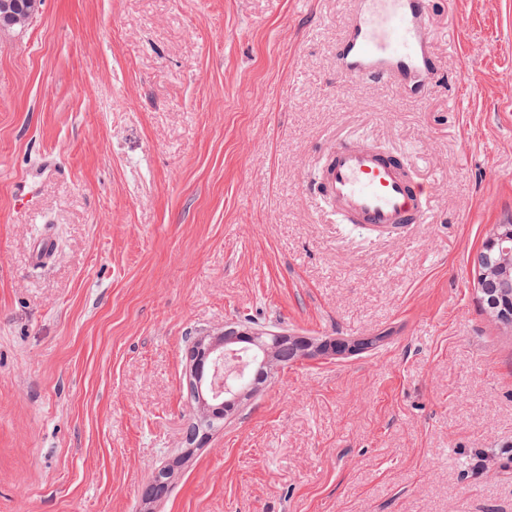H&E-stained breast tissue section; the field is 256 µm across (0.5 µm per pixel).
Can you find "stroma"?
Returning <instances> with one entry per match:
<instances>
[{"label": "stroma", "instance_id": "stroma-1", "mask_svg": "<svg viewBox=\"0 0 512 512\" xmlns=\"http://www.w3.org/2000/svg\"><path fill=\"white\" fill-rule=\"evenodd\" d=\"M431 2L419 94L342 75L354 0H43L0 31V512H512V330L473 273L512 224V0ZM347 137L410 155L428 223L307 192ZM239 322L386 342L187 447L188 341Z\"/></svg>", "mask_w": 512, "mask_h": 512}]
</instances>
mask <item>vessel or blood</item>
<instances>
[{
    "instance_id": "obj_1",
    "label": "vessel or blood",
    "mask_w": 512,
    "mask_h": 512,
    "mask_svg": "<svg viewBox=\"0 0 512 512\" xmlns=\"http://www.w3.org/2000/svg\"><path fill=\"white\" fill-rule=\"evenodd\" d=\"M429 6L430 0H359L338 48L346 73L424 91L436 68L425 37ZM310 189L342 223L379 235L428 216L427 193L414 182L408 158L364 140H343L328 150Z\"/></svg>"
}]
</instances>
